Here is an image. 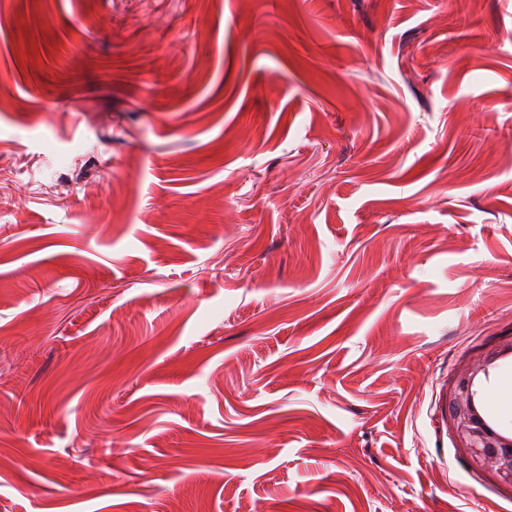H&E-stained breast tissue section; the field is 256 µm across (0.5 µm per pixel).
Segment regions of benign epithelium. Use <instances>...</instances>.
Listing matches in <instances>:
<instances>
[{
  "label": "benign epithelium",
  "mask_w": 512,
  "mask_h": 512,
  "mask_svg": "<svg viewBox=\"0 0 512 512\" xmlns=\"http://www.w3.org/2000/svg\"><path fill=\"white\" fill-rule=\"evenodd\" d=\"M507 356H512V336L503 338L494 351L456 374L448 406L450 423L462 447L473 453L476 463L512 484V431L489 426L476 399V388L482 377L496 360Z\"/></svg>",
  "instance_id": "benign-epithelium-1"
}]
</instances>
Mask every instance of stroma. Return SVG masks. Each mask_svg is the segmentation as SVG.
<instances>
[{
  "label": "stroma",
  "mask_w": 512,
  "mask_h": 512,
  "mask_svg": "<svg viewBox=\"0 0 512 512\" xmlns=\"http://www.w3.org/2000/svg\"><path fill=\"white\" fill-rule=\"evenodd\" d=\"M505 336L512 0H0V512H512ZM507 356H512V336L503 338L494 351L456 374L448 406L450 423L462 448L473 453L476 463L512 484V431L489 426L476 399V388L482 377L496 360Z\"/></svg>",
  "instance_id": "stroma-1"
}]
</instances>
